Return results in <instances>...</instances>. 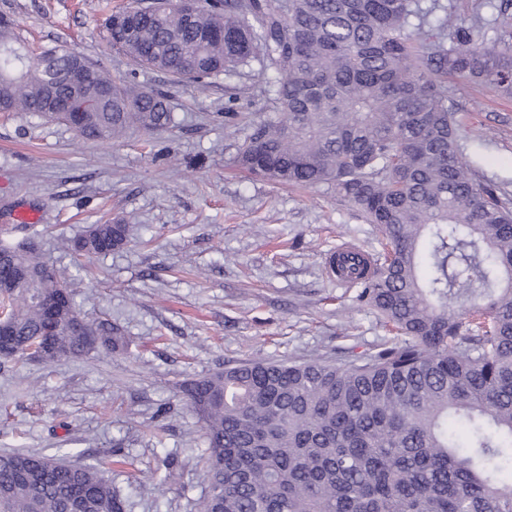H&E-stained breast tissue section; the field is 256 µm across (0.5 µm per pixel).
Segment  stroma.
I'll list each match as a JSON object with an SVG mask.
<instances>
[{"label": "stroma", "mask_w": 512, "mask_h": 512, "mask_svg": "<svg viewBox=\"0 0 512 512\" xmlns=\"http://www.w3.org/2000/svg\"><path fill=\"white\" fill-rule=\"evenodd\" d=\"M451 4L495 38L505 0ZM1 14L34 51L62 44L114 79L165 93L175 122L100 143L33 113L0 112V238H32L72 279L80 312L128 342L0 369V452L100 465L131 512H199L207 442L180 385L242 360L333 363L381 347L391 337L382 317L328 271L340 244L374 254L381 236L327 186L280 185L236 165L265 110L259 71L200 91L138 67L112 48L93 0H0ZM448 105L465 159L512 202V97L452 78ZM228 109L235 122H225ZM20 211L40 219L18 222ZM119 218L133 226L121 249L79 257L62 245Z\"/></svg>", "instance_id": "stroma-1"}]
</instances>
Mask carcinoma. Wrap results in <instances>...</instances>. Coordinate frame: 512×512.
I'll return each instance as SVG.
<instances>
[{
  "mask_svg": "<svg viewBox=\"0 0 512 512\" xmlns=\"http://www.w3.org/2000/svg\"><path fill=\"white\" fill-rule=\"evenodd\" d=\"M105 21L112 47L139 66L203 87L261 66L268 101L235 162L296 186L326 185L379 227L384 253L348 279L393 339L340 364L245 361L185 383L209 454L201 512H512V209L463 157L448 77L512 95V14L475 38L448 5L421 0H201L185 16L157 0L129 30ZM90 79L69 84L72 65ZM108 142L156 131L162 94L117 82L54 45L34 56L0 17V112L68 123ZM129 225L93 224L67 242L78 256L123 248ZM14 286L0 290L8 336L0 367L119 351L108 322L78 323L66 278L31 244L0 241ZM0 512H124L95 465L0 453Z\"/></svg>",
  "mask_w": 512,
  "mask_h": 512,
  "instance_id": "obj_1",
  "label": "carcinoma"
}]
</instances>
